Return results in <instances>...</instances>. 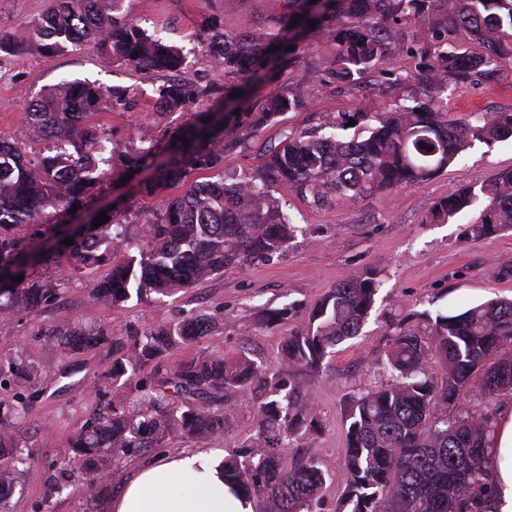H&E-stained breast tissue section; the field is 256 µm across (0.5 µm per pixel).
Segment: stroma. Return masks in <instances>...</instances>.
Listing matches in <instances>:
<instances>
[{"mask_svg": "<svg viewBox=\"0 0 512 512\" xmlns=\"http://www.w3.org/2000/svg\"><path fill=\"white\" fill-rule=\"evenodd\" d=\"M48 2L0 0V39L27 26L44 12ZM124 8L148 32L182 49L187 69L175 73L138 71L92 47L51 54L34 47L22 52L0 50V138L17 137L25 125L24 97L63 79H88L127 93L125 100L97 117L114 157L122 158L141 132L159 137L191 123V110L169 112L156 106L154 90L160 84L188 79L205 90L207 101L223 102L224 88L235 78L214 68L205 51L212 22H219L225 34L263 39L276 32L286 11L283 0H125ZM333 52L327 32L301 38L294 62L270 75L261 93H280L302 84L308 89L306 105L284 113L277 124L260 128L227 153L213 171L186 166L183 180L171 186L169 193H183L213 174L231 179L251 171L259 165L265 149L286 131L328 134L343 115L361 112L364 120L346 127L344 135H366L381 113L410 94V86L388 85L376 72L358 88L332 81L324 67ZM500 111H512L509 57L499 59L493 80L448 95L452 121ZM511 169L512 139H508L491 145L475 143L444 172L412 188L388 189L351 200L331 195L317 203L277 187L273 194L298 232L288 249L272 259L226 268L194 288L149 304L132 300L118 308L89 298L92 279L87 276L72 281L57 304L36 319L0 315V360L20 355L47 371L15 429L19 443L32 449L34 461L22 475L9 512H86L85 499L76 490L53 499L48 507L43 498L50 462L87 420L108 407L111 354L94 348L62 358L48 335L61 319L91 329L108 328L120 336L130 324L149 327L204 312L216 317L215 329L204 341L173 350L169 365L203 352L232 356L244 351L270 368L280 369L284 366L278 354L281 341L306 324L313 306L344 276L368 275L379 280L381 288L360 336L339 346L319 373L303 381L301 394L320 428L281 451L287 469L310 459L322 463L327 478L320 508L336 512L347 482L346 410L352 397L386 384L387 375L377 359L396 323L405 317L420 329L423 313H457L492 299L512 298V230L477 240L463 235L465 226L477 220L488 204L481 187ZM460 187L478 189L472 207L448 222H428L426 216L434 204ZM165 196L141 194L113 177L104 182L100 201L114 205L116 222L136 226L159 221ZM283 306L288 309L286 319L276 323L263 319L265 309ZM259 401L256 393L235 395L233 417L223 436L204 440L176 436L170 440L168 452L196 448L231 453L255 436Z\"/></svg>", "mask_w": 512, "mask_h": 512, "instance_id": "35a3bbf8", "label": "stroma"}]
</instances>
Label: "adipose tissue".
<instances>
[{"label":"adipose tissue","instance_id":"obj_1","mask_svg":"<svg viewBox=\"0 0 512 512\" xmlns=\"http://www.w3.org/2000/svg\"><path fill=\"white\" fill-rule=\"evenodd\" d=\"M223 459L185 451L140 465L112 498L107 512H253L224 483ZM489 512H512V409H504L491 442Z\"/></svg>","mask_w":512,"mask_h":512}]
</instances>
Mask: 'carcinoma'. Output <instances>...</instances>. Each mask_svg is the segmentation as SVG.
<instances>
[{
	"label": "carcinoma",
	"instance_id": "carcinoma-1",
	"mask_svg": "<svg viewBox=\"0 0 512 512\" xmlns=\"http://www.w3.org/2000/svg\"><path fill=\"white\" fill-rule=\"evenodd\" d=\"M123 0H49L32 25L13 35L10 49L37 44L53 53L90 44L112 59L140 70H181L186 58L163 40L147 34L122 9ZM288 15L268 41L230 36L217 29L207 43L214 68L251 79L262 70L278 41L288 40L292 20L310 15L309 0H286ZM315 16L336 47L327 73L347 87L361 84L377 70L390 85L415 82L418 90L396 105L364 138L285 133L263 154L260 165L235 182L206 181L185 194L166 198L158 222L141 225L138 256L117 259L129 239L127 224L109 220L85 228L56 252L37 235L19 236V227L41 225L74 206L86 207L114 172H144L151 166L162 179L146 177L150 196L179 181V157L200 169H213L224 153L259 128L299 108L308 90L298 85L264 98L255 112H198L177 151L157 163L156 140L139 137L121 167L95 117L126 96L88 80L62 81L24 99L26 141L45 140L60 150L39 159L12 142L0 150V314L37 316L57 299L60 288L18 275L41 264L65 265L63 280L101 267L105 278L93 283L89 298L119 306L131 299L167 296L194 288L234 264L268 260L288 249L297 229L279 208L269 187L281 185L317 200L334 193L350 199L373 192L415 186L444 171L474 143L490 145L512 137V112L481 114L450 121L448 88L460 92L493 74L501 56H512V0H325ZM428 25L429 37L405 47L417 59L416 75L385 67L395 45L391 26L402 20ZM464 30L483 45L478 55L448 45V35ZM157 101L170 112L203 97L189 81L167 83ZM489 204L464 228L469 239L512 229V170L483 189ZM476 194L458 188L435 203L429 219L447 221L470 208ZM380 284L369 276L344 278L314 307L308 323L286 337L279 348L290 367L270 371L241 352L234 357L205 353L171 368L170 352L208 336L214 319L199 314L162 325L131 328L109 341L106 330H83L66 323L49 331L60 353L112 343L110 409L84 425L55 463L69 474L71 459L81 461L87 506L101 505L108 484L97 473L116 454L137 457L148 448H164L176 432L187 439L224 434L232 417L229 397L256 387L267 397L256 409L257 436L224 459V482L239 497L262 496L267 512H319L326 472L315 459L291 469L281 466L280 449L314 432L319 424L299 397L302 378L318 373L336 348L360 335ZM428 336L406 319L397 323L392 343L378 359L388 375L385 386L353 400L347 420L345 466L348 483L338 512H487L494 493L488 456L495 428L497 398L512 393V300L479 304L457 314H424ZM442 365L439 377L427 371L428 359ZM15 386L12 400L0 401V512L21 468L33 455L12 443L13 428L43 381L41 369L14 358L0 363V378ZM472 394L474 398L465 400Z\"/></svg>",
	"mask_w": 512,
	"mask_h": 512
}]
</instances>
